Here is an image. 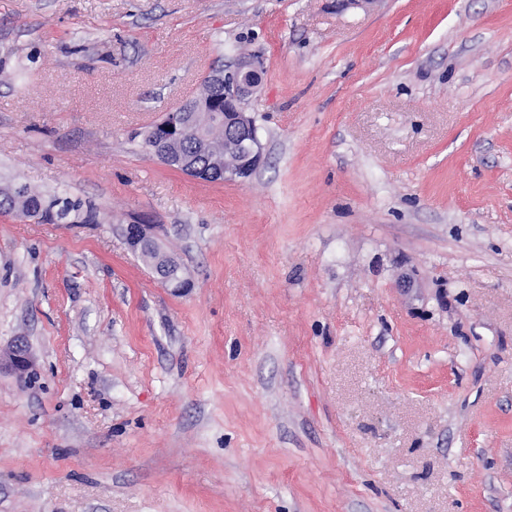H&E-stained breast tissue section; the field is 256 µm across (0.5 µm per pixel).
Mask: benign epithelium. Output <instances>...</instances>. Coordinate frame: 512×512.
Segmentation results:
<instances>
[{
    "label": "benign epithelium",
    "mask_w": 512,
    "mask_h": 512,
    "mask_svg": "<svg viewBox=\"0 0 512 512\" xmlns=\"http://www.w3.org/2000/svg\"><path fill=\"white\" fill-rule=\"evenodd\" d=\"M263 63L253 56H241L234 69L214 70L204 77L202 86L224 89L223 96H208L204 107L210 126L195 125L191 112H169L153 124L146 134V146L160 158L183 155V144L192 134L205 151L208 164L196 169L206 177L221 175L226 179L246 181L262 161V145L254 118L246 111L245 101L261 81ZM128 248L151 268L157 280L175 293L191 287L183 265L162 249L156 226L128 224L125 228ZM7 368L17 378L28 380L36 373V362L25 340L18 339L0 356V368Z\"/></svg>",
    "instance_id": "1"
}]
</instances>
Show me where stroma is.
I'll use <instances>...</instances> for the list:
<instances>
[{
  "label": "stroma",
  "instance_id": "35a3bbf8",
  "mask_svg": "<svg viewBox=\"0 0 512 512\" xmlns=\"http://www.w3.org/2000/svg\"><path fill=\"white\" fill-rule=\"evenodd\" d=\"M242 52L260 166L162 164ZM16 183L99 221L0 215V512H512V0H0ZM155 224H127L125 242L151 268L157 280L175 293L191 288L183 265L162 249ZM6 367L20 380H28L36 373V362L24 339L14 342L6 359L0 353V368Z\"/></svg>",
  "mask_w": 512,
  "mask_h": 512
}]
</instances>
